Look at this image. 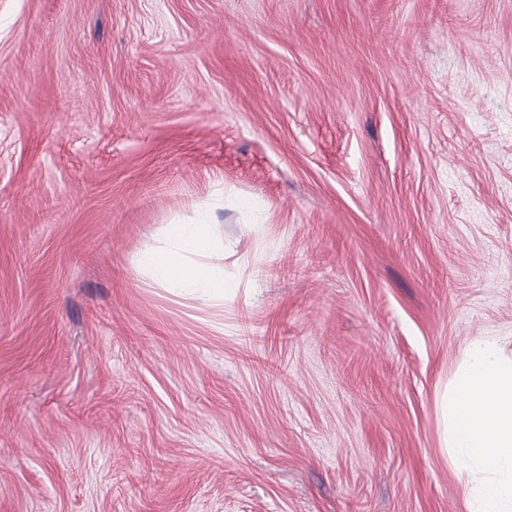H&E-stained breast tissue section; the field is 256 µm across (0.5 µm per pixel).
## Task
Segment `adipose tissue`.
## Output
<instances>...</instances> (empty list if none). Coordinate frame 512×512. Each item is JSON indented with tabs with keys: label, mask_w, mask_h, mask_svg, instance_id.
<instances>
[{
	"label": "adipose tissue",
	"mask_w": 512,
	"mask_h": 512,
	"mask_svg": "<svg viewBox=\"0 0 512 512\" xmlns=\"http://www.w3.org/2000/svg\"><path fill=\"white\" fill-rule=\"evenodd\" d=\"M165 237L164 247L147 249L137 259L148 278L176 295L223 302L230 283L222 264L224 244L213 231L211 213L167 225Z\"/></svg>",
	"instance_id": "adipose-tissue-1"
}]
</instances>
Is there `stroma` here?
I'll use <instances>...</instances> for the list:
<instances>
[{"label":"stroma","instance_id":"obj_1","mask_svg":"<svg viewBox=\"0 0 512 512\" xmlns=\"http://www.w3.org/2000/svg\"><path fill=\"white\" fill-rule=\"evenodd\" d=\"M209 206L223 304L135 265ZM512 351V0H0V512H466Z\"/></svg>","mask_w":512,"mask_h":512}]
</instances>
